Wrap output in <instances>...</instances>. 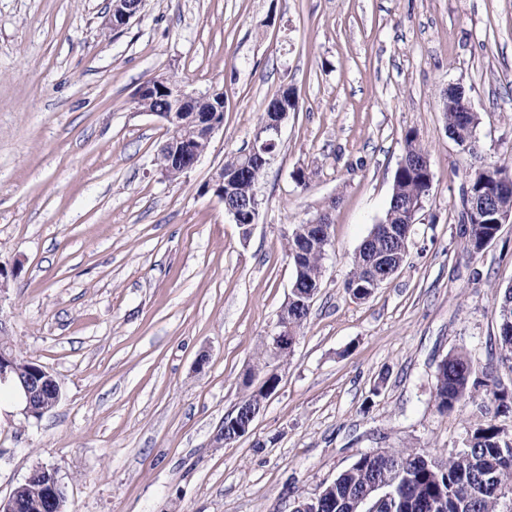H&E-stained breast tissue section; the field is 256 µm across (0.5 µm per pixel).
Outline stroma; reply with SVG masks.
I'll return each instance as SVG.
<instances>
[{
    "label": "stroma",
    "mask_w": 512,
    "mask_h": 512,
    "mask_svg": "<svg viewBox=\"0 0 512 512\" xmlns=\"http://www.w3.org/2000/svg\"><path fill=\"white\" fill-rule=\"evenodd\" d=\"M110 6L0 0V336L62 388L38 421L0 397V499L43 464L67 512H291L360 453L462 449L480 415L436 410L438 364L462 350L512 385L495 314L512 223L478 259L458 225L471 170L512 166V0H146L116 33ZM160 74L224 93L223 127L174 181L155 161L166 128L135 102ZM452 86L476 152L447 132ZM286 87L245 233L201 187ZM410 131L432 188L401 269L358 301L351 259ZM323 214L333 246L278 390L215 447L290 293L287 232Z\"/></svg>",
    "instance_id": "35a3bbf8"
}]
</instances>
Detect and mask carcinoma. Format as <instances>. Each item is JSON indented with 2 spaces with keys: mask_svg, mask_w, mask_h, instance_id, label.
Wrapping results in <instances>:
<instances>
[{
  "mask_svg": "<svg viewBox=\"0 0 512 512\" xmlns=\"http://www.w3.org/2000/svg\"><path fill=\"white\" fill-rule=\"evenodd\" d=\"M467 102L460 91L450 94L444 112L448 129L457 133L463 149L474 151L471 126L478 115L464 111ZM407 166L395 172L392 195L383 221L389 222L390 237L370 232L351 260L346 290H363L368 294L381 287L366 279L367 267L382 256L402 254L407 249L413 225L400 223L399 214L406 205L426 199L432 175L419 167L425 150L414 132L405 135ZM157 164L171 180L181 177V167L158 150ZM504 165L487 164L472 171L464 188L470 193L483 191L503 202H512V187L497 180ZM264 168L246 166L243 155L224 162V177L238 179L247 189L257 187ZM499 232L497 224H471L462 231L464 247L472 259L481 256L487 244ZM322 229L296 224L287 236L288 258L292 264L294 292L288 295V320L300 331L307 321L310 307L305 295L320 283L322 262L327 248ZM499 321V346L506 359L512 360V286L505 288L496 302ZM431 399L442 414L462 409L471 403L481 420L468 433L464 448L440 459L430 451L397 449L388 455L372 451L361 453L347 469L333 480L334 491L306 501L307 512H353L359 496L398 468L396 512H512V450L499 418L512 415V388L492 376L480 380L470 358L463 352L448 355L437 367Z\"/></svg>",
  "mask_w": 512,
  "mask_h": 512,
  "instance_id": "cac0c4a2",
  "label": "carcinoma"
}]
</instances>
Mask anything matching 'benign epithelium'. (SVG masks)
<instances>
[{
  "mask_svg": "<svg viewBox=\"0 0 512 512\" xmlns=\"http://www.w3.org/2000/svg\"><path fill=\"white\" fill-rule=\"evenodd\" d=\"M144 0H112L104 27L119 30L140 11ZM166 101L163 108L148 107L156 97ZM218 97L221 103L217 112H199L198 103ZM140 111L161 119L166 128L176 131L174 137L167 139L163 146L170 152L172 160L183 169L190 170L207 150V145L224 124L220 112L224 111V93L213 90L197 95L189 92L180 84L165 88L143 84L136 94ZM295 109L294 99L287 95L282 99L281 110L268 114L253 138L250 149L244 153L246 164L268 163L270 147L280 141L282 123L288 112ZM232 186L224 178V168L216 169L205 184V191L213 194L224 203V212L233 223L252 225L256 223L261 200L257 192H252L240 202L232 205L229 194ZM467 211L471 223H480L486 215L494 217L495 224L512 223V206H491L487 199L478 195H468ZM270 359L285 360L296 343L293 324L286 317H278L274 333L266 340ZM250 381L257 385L237 403L235 409L224 417V421L215 435L218 445L235 441L250 432L254 420L259 415L266 401L278 389L281 375L278 368H267L262 375L251 373ZM6 385L15 390L22 405V413L28 419L40 420L60 402L62 391L57 377L46 369L16 353L13 347L4 343L0 345V386ZM36 483L39 485L47 512H64L66 494L55 470L44 465L33 466L26 477L18 483L5 500L0 499V512H18L22 506L21 493L25 487ZM359 512H395L396 495L384 485H378L367 491L359 500Z\"/></svg>",
  "mask_w": 512,
  "mask_h": 512,
  "instance_id": "benign-epithelium-1",
  "label": "benign epithelium"
}]
</instances>
